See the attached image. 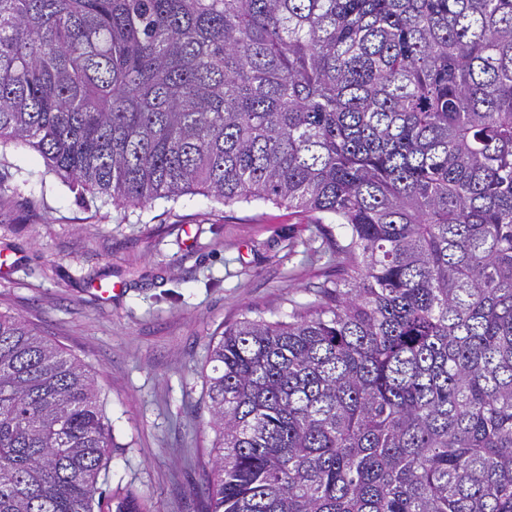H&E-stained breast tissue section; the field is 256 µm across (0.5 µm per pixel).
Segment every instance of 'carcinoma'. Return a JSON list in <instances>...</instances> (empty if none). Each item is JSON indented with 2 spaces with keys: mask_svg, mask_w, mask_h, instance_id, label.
<instances>
[{
  "mask_svg": "<svg viewBox=\"0 0 512 512\" xmlns=\"http://www.w3.org/2000/svg\"><path fill=\"white\" fill-rule=\"evenodd\" d=\"M271 201L343 277L224 329L211 512H512V0H0V145ZM84 366L0 314V512H94Z\"/></svg>",
  "mask_w": 512,
  "mask_h": 512,
  "instance_id": "obj_1",
  "label": "carcinoma"
}]
</instances>
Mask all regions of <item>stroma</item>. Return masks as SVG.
I'll return each mask as SVG.
<instances>
[{
	"instance_id": "35a3bbf8",
	"label": "stroma",
	"mask_w": 512,
	"mask_h": 512,
	"mask_svg": "<svg viewBox=\"0 0 512 512\" xmlns=\"http://www.w3.org/2000/svg\"><path fill=\"white\" fill-rule=\"evenodd\" d=\"M340 234L270 202L118 208L0 145V312L94 379L113 438L97 496L130 489L150 512H208L209 350L227 325L316 302L338 274Z\"/></svg>"
}]
</instances>
